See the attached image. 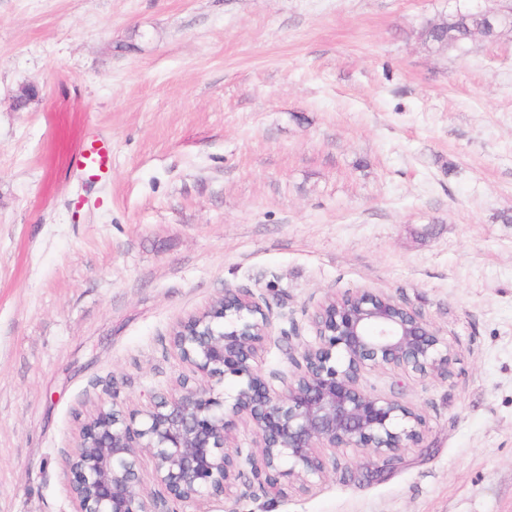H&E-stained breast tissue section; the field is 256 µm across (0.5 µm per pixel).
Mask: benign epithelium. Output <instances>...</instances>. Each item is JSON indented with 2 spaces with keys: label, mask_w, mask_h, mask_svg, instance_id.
Here are the masks:
<instances>
[{
  "label": "benign epithelium",
  "mask_w": 512,
  "mask_h": 512,
  "mask_svg": "<svg viewBox=\"0 0 512 512\" xmlns=\"http://www.w3.org/2000/svg\"><path fill=\"white\" fill-rule=\"evenodd\" d=\"M315 342L299 354L293 378L273 388L260 362L272 336L269 305L249 289H226L180 321L171 345L190 371L169 397L127 412L117 401L82 425L66 455L72 512H185L240 483L282 492L293 479L338 469L326 451L355 448L387 469L423 443L424 416L395 397L364 389L363 374L391 368L422 376L448 371L453 353L417 309L369 291L328 299L314 319ZM237 379L234 394L214 385ZM243 422L255 447L243 454L232 430ZM149 456L161 491L144 487L139 458Z\"/></svg>",
  "instance_id": "obj_1"
}]
</instances>
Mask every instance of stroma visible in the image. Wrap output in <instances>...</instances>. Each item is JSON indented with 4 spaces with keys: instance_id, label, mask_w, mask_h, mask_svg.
Returning a JSON list of instances; mask_svg holds the SVG:
<instances>
[{
    "instance_id": "stroma-1",
    "label": "stroma",
    "mask_w": 512,
    "mask_h": 512,
    "mask_svg": "<svg viewBox=\"0 0 512 512\" xmlns=\"http://www.w3.org/2000/svg\"><path fill=\"white\" fill-rule=\"evenodd\" d=\"M453 4L0 0V512H72L80 423L169 394L173 327L227 288L292 335L268 377L359 290L454 355L365 375L427 421L381 479L343 448L309 491L206 512H512V30L428 52L418 29ZM90 129L112 144L101 184L70 167Z\"/></svg>"
}]
</instances>
